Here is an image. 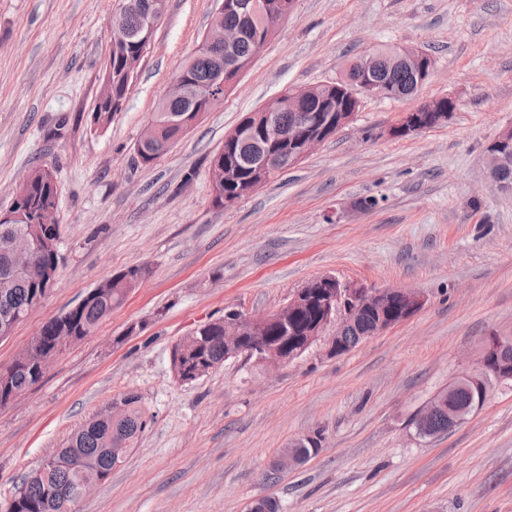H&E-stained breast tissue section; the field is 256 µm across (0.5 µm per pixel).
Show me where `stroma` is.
<instances>
[{
    "mask_svg": "<svg viewBox=\"0 0 512 512\" xmlns=\"http://www.w3.org/2000/svg\"><path fill=\"white\" fill-rule=\"evenodd\" d=\"M216 0H167L110 127L90 113L120 0H0V211L26 172L51 169L61 228L57 280L0 341L11 365L41 326L116 272L150 274L96 332L0 407V503L70 434L133 392L151 422L73 512H512V385L434 438L412 421L512 332V191L486 149L512 125V0H296L234 89L164 156L135 145ZM411 45L436 71L413 97L362 98L353 121L237 205L214 204L209 168L225 136L286 87L339 78L369 49ZM450 97L447 124L394 138L422 102ZM330 274L415 288L422 309L350 352L316 348L276 370L239 356L193 383L171 368L179 340L234 307L275 310ZM320 435L303 464L270 476L290 442Z\"/></svg>",
    "mask_w": 512,
    "mask_h": 512,
    "instance_id": "35a3bbf8",
    "label": "stroma"
}]
</instances>
